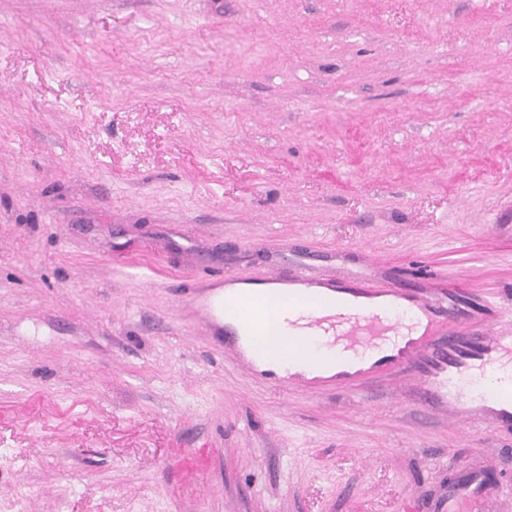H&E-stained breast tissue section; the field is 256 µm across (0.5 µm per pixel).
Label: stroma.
<instances>
[{
  "label": "stroma",
  "instance_id": "obj_1",
  "mask_svg": "<svg viewBox=\"0 0 512 512\" xmlns=\"http://www.w3.org/2000/svg\"><path fill=\"white\" fill-rule=\"evenodd\" d=\"M339 248L512 307V0H0V512H512V430L189 302ZM492 486V481L489 482L488 477L484 475L473 476L458 484L448 491V512H456L452 506L459 499H483L492 489Z\"/></svg>",
  "mask_w": 512,
  "mask_h": 512
}]
</instances>
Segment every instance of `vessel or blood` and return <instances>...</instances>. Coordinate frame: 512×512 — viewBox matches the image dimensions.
I'll return each instance as SVG.
<instances>
[{
  "instance_id": "b4317fda",
  "label": "vessel or blood",
  "mask_w": 512,
  "mask_h": 512,
  "mask_svg": "<svg viewBox=\"0 0 512 512\" xmlns=\"http://www.w3.org/2000/svg\"><path fill=\"white\" fill-rule=\"evenodd\" d=\"M264 284L276 287L304 288L317 314L308 323L309 336H330L346 349L378 348L391 332L377 312V300H387L419 309L424 322L416 335L402 336L392 346L391 355L379 358L367 367L337 374V382L359 386L382 382L388 369L417 368V382L426 401L424 408L433 412L442 409L464 414L487 413L504 428H512V394L497 395L478 391L473 379L490 368L512 367V335H505L491 321L497 314L494 307H473L462 300L463 284L448 283L447 295L439 301L424 299L416 290L396 288L389 276L349 277L338 274H309L305 264H297L292 274L270 273ZM349 295L360 304L350 315L329 314L324 300L330 295ZM202 318L214 334L223 336L225 345L237 343L224 318V302L213 295L196 297ZM481 318L485 325L468 334H460L455 325L464 319ZM448 331V347L438 350L434 341L440 329ZM487 476L478 475L458 484L448 493L449 502L461 499L480 500L491 490Z\"/></svg>"
}]
</instances>
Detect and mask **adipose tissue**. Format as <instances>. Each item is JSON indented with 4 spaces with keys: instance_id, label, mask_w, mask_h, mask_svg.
<instances>
[{
    "instance_id": "ef3b65f1",
    "label": "adipose tissue",
    "mask_w": 512,
    "mask_h": 512,
    "mask_svg": "<svg viewBox=\"0 0 512 512\" xmlns=\"http://www.w3.org/2000/svg\"><path fill=\"white\" fill-rule=\"evenodd\" d=\"M226 306L237 316L264 314L263 332L247 336V348L259 369L278 375L301 373L312 377L329 376L350 366L370 363L379 358V351L354 353L334 343L332 337L299 340L294 323L308 316L311 307L303 296L289 297L287 289L261 285H240L228 289Z\"/></svg>"
}]
</instances>
